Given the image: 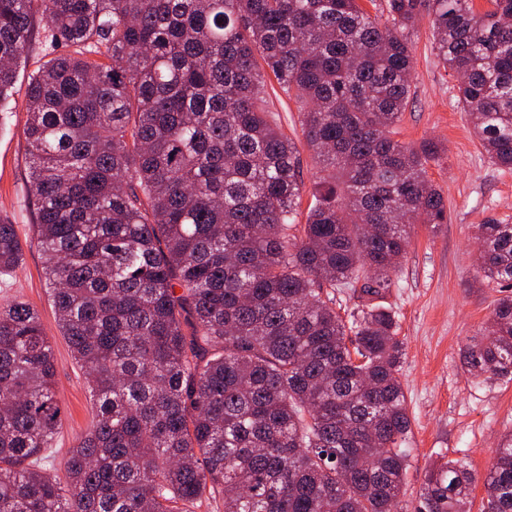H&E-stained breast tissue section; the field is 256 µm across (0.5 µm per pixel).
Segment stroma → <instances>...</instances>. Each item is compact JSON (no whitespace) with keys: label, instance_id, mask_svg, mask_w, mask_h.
<instances>
[{"label":"stroma","instance_id":"obj_1","mask_svg":"<svg viewBox=\"0 0 512 512\" xmlns=\"http://www.w3.org/2000/svg\"><path fill=\"white\" fill-rule=\"evenodd\" d=\"M43 20L35 30L11 96L0 109V220L14 224L26 250L22 263L0 275V304L15 299L37 307L56 356V386L64 410L56 445L43 454L50 472L63 474L71 448L91 425L94 408L83 370L61 336L47 292L43 259L31 247L36 207L29 194L28 153L23 134L30 74L53 58L44 40ZM414 79L410 102L397 127V138L416 145L438 141L444 154L429 175L440 191L447 222L439 228L418 226L392 284L378 305L391 308L404 342L400 380L411 418V456L406 477L408 512H417L420 492L439 454L466 460L477 478L473 512H480L489 470L500 436L512 431V382H479L464 363L467 348L479 338L499 298L496 284L479 271L477 226L487 219L512 222V170L492 166L472 133L458 102V79L434 49L428 17L414 36ZM263 108L298 150L304 193L297 223H305L315 202L319 167L305 144L300 108L276 80H269Z\"/></svg>","mask_w":512,"mask_h":512}]
</instances>
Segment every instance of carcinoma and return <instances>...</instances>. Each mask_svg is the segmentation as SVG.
Wrapping results in <instances>:
<instances>
[{"mask_svg": "<svg viewBox=\"0 0 512 512\" xmlns=\"http://www.w3.org/2000/svg\"><path fill=\"white\" fill-rule=\"evenodd\" d=\"M489 2L385 0L373 17L360 0H0V103L36 16L60 50L30 75L28 183L95 408L62 482L39 463L62 421L54 347L29 303L1 304L0 512H405L396 316L367 306L348 329L324 289L380 294L412 226L444 219L442 147L394 138L422 12L486 157L512 168V0ZM267 70L322 172L298 236ZM477 232L484 277L512 288V224ZM22 256L0 221V274ZM464 361L512 381V295ZM475 482L436 463L418 512H470ZM483 486V512H512V433Z\"/></svg>", "mask_w": 512, "mask_h": 512, "instance_id": "carcinoma-1", "label": "carcinoma"}]
</instances>
